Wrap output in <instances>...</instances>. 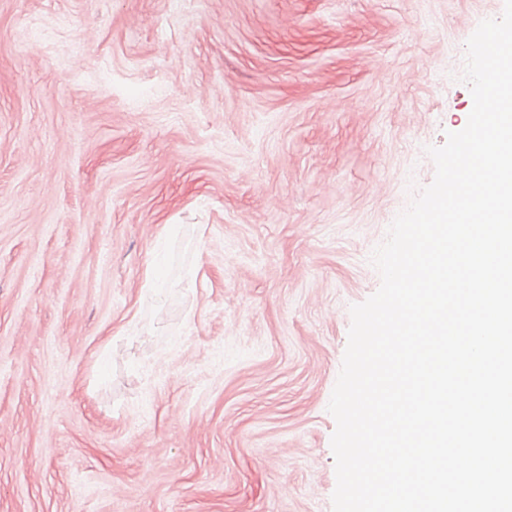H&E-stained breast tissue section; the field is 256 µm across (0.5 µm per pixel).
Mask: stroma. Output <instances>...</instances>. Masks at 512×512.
Returning <instances> with one entry per match:
<instances>
[{
	"mask_svg": "<svg viewBox=\"0 0 512 512\" xmlns=\"http://www.w3.org/2000/svg\"><path fill=\"white\" fill-rule=\"evenodd\" d=\"M503 8L0 0V512H332L349 308Z\"/></svg>",
	"mask_w": 512,
	"mask_h": 512,
	"instance_id": "1",
	"label": "stroma"
}]
</instances>
